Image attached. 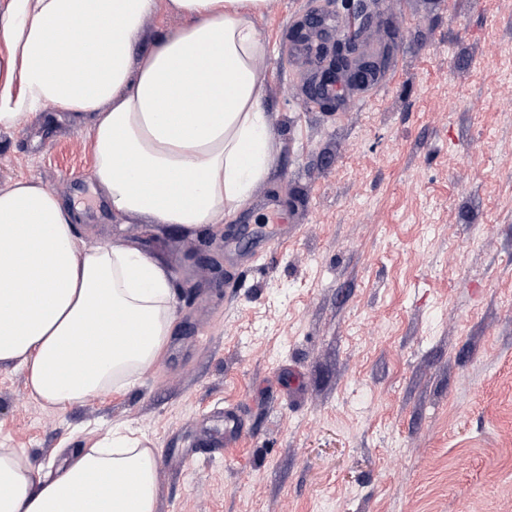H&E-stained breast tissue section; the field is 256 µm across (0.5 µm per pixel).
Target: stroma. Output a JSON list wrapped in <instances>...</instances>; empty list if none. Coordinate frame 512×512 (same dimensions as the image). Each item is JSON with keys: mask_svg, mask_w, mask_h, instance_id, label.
<instances>
[{"mask_svg": "<svg viewBox=\"0 0 512 512\" xmlns=\"http://www.w3.org/2000/svg\"><path fill=\"white\" fill-rule=\"evenodd\" d=\"M334 0H270L277 151L234 219L117 224L92 118L0 127V190L77 212L79 245L162 256L174 325L140 382L62 409L0 365V444L41 464L115 429L159 454L157 512H512V0H373L391 83L309 101L291 36ZM240 435L205 445L202 428Z\"/></svg>", "mask_w": 512, "mask_h": 512, "instance_id": "1", "label": "stroma"}]
</instances>
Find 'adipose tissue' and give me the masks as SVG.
<instances>
[{
  "mask_svg": "<svg viewBox=\"0 0 512 512\" xmlns=\"http://www.w3.org/2000/svg\"><path fill=\"white\" fill-rule=\"evenodd\" d=\"M269 0H167L184 17L136 53L156 0H7L0 12V127L50 102L91 112L94 175L119 222L194 233L230 223L267 179L276 140L263 107ZM81 36L84 47L68 45ZM206 101L209 111L192 106ZM62 200L0 191V363L59 407L119 391L159 362L174 279L138 247H78ZM157 453L113 430L59 464L0 446V512H156Z\"/></svg>",
  "mask_w": 512,
  "mask_h": 512,
  "instance_id": "obj_1",
  "label": "adipose tissue"
}]
</instances>
